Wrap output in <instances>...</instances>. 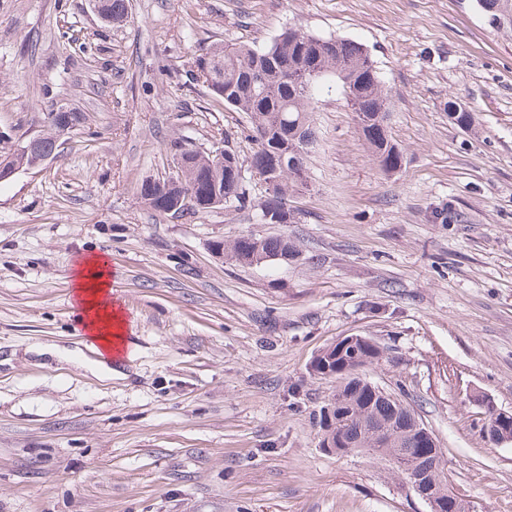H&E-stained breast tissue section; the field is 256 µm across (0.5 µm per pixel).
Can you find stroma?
Segmentation results:
<instances>
[{"instance_id": "stroma-1", "label": "stroma", "mask_w": 512, "mask_h": 512, "mask_svg": "<svg viewBox=\"0 0 512 512\" xmlns=\"http://www.w3.org/2000/svg\"><path fill=\"white\" fill-rule=\"evenodd\" d=\"M0 0V154L83 120L43 166L0 182V512H429L388 463L320 446L335 384L309 373L341 336L400 385L477 512H512V445L480 433L477 392L512 413V34L471 0ZM363 43L403 151L386 173L341 90L323 91L293 224H264L248 117L193 81L217 44L285 28ZM469 109L470 129L448 116ZM184 138L234 150L250 206L167 215L137 199ZM447 208L448 221L431 211ZM293 259L240 265V235ZM108 260L129 354L78 323L74 272Z\"/></svg>"}]
</instances>
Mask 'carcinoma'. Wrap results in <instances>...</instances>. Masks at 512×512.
Segmentation results:
<instances>
[{
    "instance_id": "carcinoma-1",
    "label": "carcinoma",
    "mask_w": 512,
    "mask_h": 512,
    "mask_svg": "<svg viewBox=\"0 0 512 512\" xmlns=\"http://www.w3.org/2000/svg\"><path fill=\"white\" fill-rule=\"evenodd\" d=\"M475 9L487 24L497 30L512 32V0H473ZM99 14L108 22H121L128 17L127 0H97ZM197 74L210 75L207 88L234 112L250 118L249 137L258 149L251 157V168L268 184L267 199L261 206L262 220L286 215L288 223L295 219L288 208V196L305 180L303 157L283 155L288 143L301 151L310 145L313 103L318 92L328 83L341 90L348 87L359 92L353 106L367 148L378 165L386 170L400 166L403 154L385 134L386 112L390 98L380 73L366 46L344 37H319L298 28L280 33L267 46L258 49L248 44H225L210 48L194 61ZM57 126L52 133L27 143L29 151L15 155V162L27 168L41 156L57 149ZM170 146L188 155L187 164L172 181L146 178L139 190L140 202L160 214L169 210L168 196L191 194L196 209L207 210L205 199L216 194L224 203L237 207L250 204L246 185H235L232 164H240L237 154L224 149V159L210 150L182 139ZM233 261L258 265L293 256L288 238L259 237L257 241L227 247ZM383 358L380 346L371 338L355 342L320 358L311 375L336 380L333 397L344 400L350 413L331 422L319 413L317 425L321 437L338 435L345 448L341 454L364 453L385 462L390 458H406L420 464L433 463L432 449L425 446L415 430L414 421L406 420L409 410L401 407L378 390L357 379V368H364Z\"/></svg>"
}]
</instances>
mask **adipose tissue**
<instances>
[{
    "label": "adipose tissue",
    "mask_w": 512,
    "mask_h": 512,
    "mask_svg": "<svg viewBox=\"0 0 512 512\" xmlns=\"http://www.w3.org/2000/svg\"><path fill=\"white\" fill-rule=\"evenodd\" d=\"M107 267L108 262L101 255L79 262L74 293L83 331L114 359L125 349L127 319L123 309L108 299L111 283Z\"/></svg>",
    "instance_id": "1"
}]
</instances>
